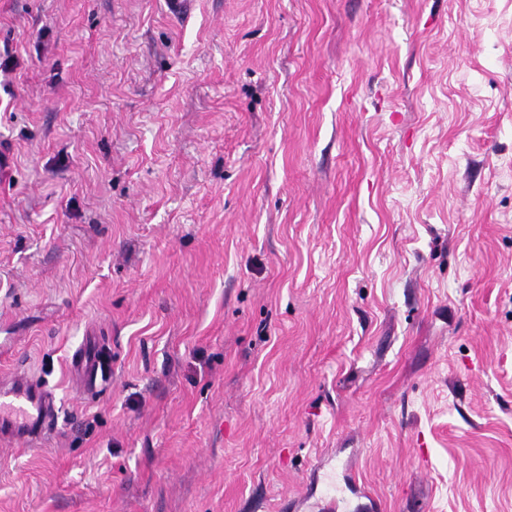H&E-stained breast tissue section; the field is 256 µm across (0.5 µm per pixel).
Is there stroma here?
<instances>
[{"label": "stroma", "instance_id": "1", "mask_svg": "<svg viewBox=\"0 0 512 512\" xmlns=\"http://www.w3.org/2000/svg\"><path fill=\"white\" fill-rule=\"evenodd\" d=\"M0 512H512V0H0ZM97 336L82 390L72 356ZM18 365L0 390V439H38L58 420L55 395Z\"/></svg>", "mask_w": 512, "mask_h": 512}]
</instances>
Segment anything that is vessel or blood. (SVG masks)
<instances>
[{
  "label": "vessel or blood",
  "mask_w": 512,
  "mask_h": 512,
  "mask_svg": "<svg viewBox=\"0 0 512 512\" xmlns=\"http://www.w3.org/2000/svg\"><path fill=\"white\" fill-rule=\"evenodd\" d=\"M96 343H89L74 355L71 367L86 382L95 381L99 360ZM58 407L55 395L45 384L34 380L28 371L13 372L0 383V439H36L56 424Z\"/></svg>",
  "instance_id": "b4317fda"
}]
</instances>
